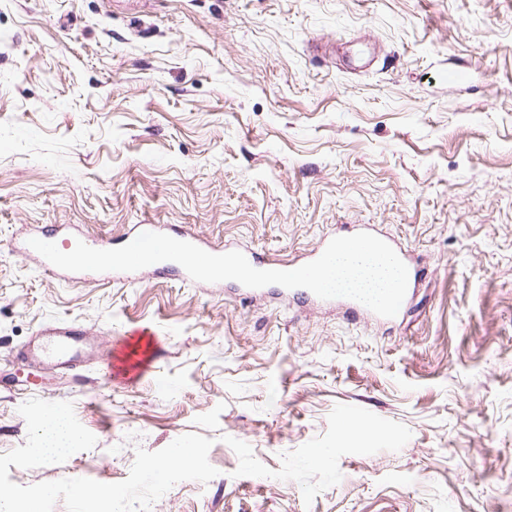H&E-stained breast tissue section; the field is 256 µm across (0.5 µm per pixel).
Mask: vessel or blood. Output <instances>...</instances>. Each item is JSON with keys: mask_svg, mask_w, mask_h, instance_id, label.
<instances>
[{"mask_svg": "<svg viewBox=\"0 0 512 512\" xmlns=\"http://www.w3.org/2000/svg\"><path fill=\"white\" fill-rule=\"evenodd\" d=\"M37 336L36 347L22 353L21 360L25 367L42 372L75 369L92 347L86 330L72 322L48 323Z\"/></svg>", "mask_w": 512, "mask_h": 512, "instance_id": "1", "label": "vessel or blood"}]
</instances>
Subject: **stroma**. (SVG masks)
<instances>
[{"mask_svg": "<svg viewBox=\"0 0 512 512\" xmlns=\"http://www.w3.org/2000/svg\"><path fill=\"white\" fill-rule=\"evenodd\" d=\"M142 223L283 262L372 224L419 280L383 324L24 252ZM50 321L115 373L48 374L97 442L16 484L198 433L217 476L150 512H512V0H0V374ZM30 397L0 392V454Z\"/></svg>", "mask_w": 512, "mask_h": 512, "instance_id": "1", "label": "stroma"}]
</instances>
